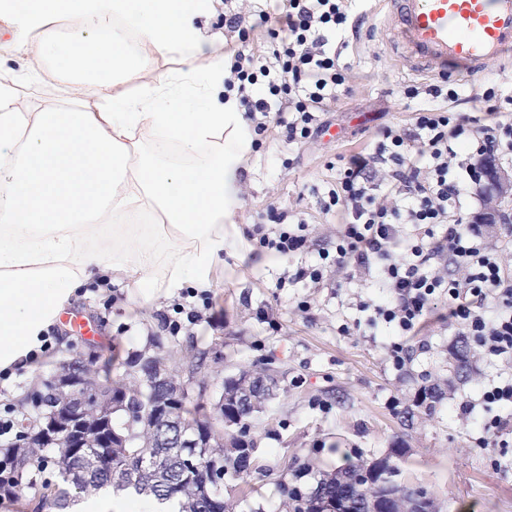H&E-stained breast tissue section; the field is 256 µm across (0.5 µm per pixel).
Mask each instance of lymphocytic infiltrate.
Listing matches in <instances>:
<instances>
[{
  "label": "lymphocytic infiltrate",
  "mask_w": 512,
  "mask_h": 512,
  "mask_svg": "<svg viewBox=\"0 0 512 512\" xmlns=\"http://www.w3.org/2000/svg\"><path fill=\"white\" fill-rule=\"evenodd\" d=\"M352 2L282 0L272 19L236 0L218 13V24L241 44L225 85L237 91L254 136L309 145L327 132L326 116L349 93L352 71L327 35L348 28ZM259 31L270 45L265 56L244 48ZM403 93L426 95L431 104L413 111L407 124L378 129L373 149L338 157L319 197L322 213L345 219L336 253L292 278L326 288L332 269H374L389 290L373 305L376 319L409 334L444 296L450 317L481 355H512V274L480 225L469 223L451 176L458 167L477 180L485 157L512 158V97L486 125L452 110L455 89L411 85ZM308 227L305 213L272 205L248 237L255 250L285 257L306 246Z\"/></svg>",
  "instance_id": "f902f5d3"
}]
</instances>
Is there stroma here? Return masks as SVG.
<instances>
[{
  "mask_svg": "<svg viewBox=\"0 0 512 512\" xmlns=\"http://www.w3.org/2000/svg\"><path fill=\"white\" fill-rule=\"evenodd\" d=\"M342 38L347 46L341 60L352 66L351 92L330 112L328 134L320 144L303 147L267 140L252 152L241 185V231L251 229L269 205L287 202L313 215L312 247L284 258L254 253L225 258L207 296L182 302L188 310L206 309L208 321L184 325L177 333L168 327L176 316L173 298L158 296L144 303L117 285L90 286L70 300L67 310L91 322L94 342L121 357L142 349L157 333L166 345L221 348L219 366L227 375L265 360L282 368L288 393L269 403L257 429V460L269 473L253 475L247 488L230 490L239 512L258 507L280 512L276 481L295 460L331 469L386 453L398 439L408 446L401 464L404 476L433 491L443 512L462 507L512 512V409L480 400L484 388L512 381V357H471L469 379L455 384L430 420L405 430L400 419L419 385L445 373L448 351L460 335L446 318L445 302H438L419 331L407 337L410 361L398 369L388 356L394 328L375 320L366 307L380 292L374 273L338 269L330 288L287 280L297 268L315 264L318 249L336 240L337 219L320 215L316 195L330 176L327 162L373 147L381 125L406 123L409 102L399 92L419 81L393 53L380 27L377 0H361L353 28ZM25 60L21 48H0V71L19 78L24 100L48 103L65 97V85L24 81ZM448 84L459 92L456 111L482 116L487 88L512 95V62L491 64L471 81L449 77ZM286 158L291 165L285 169L281 162ZM344 324L349 327L345 334L340 331ZM76 338L67 322L56 321L49 329L56 357L0 377V417L32 412L31 392L56 373L59 353ZM496 417L508 422L499 434L504 447H478L479 425Z\"/></svg>",
  "mask_w": 512,
  "mask_h": 512,
  "instance_id": "obj_1",
  "label": "stroma"
}]
</instances>
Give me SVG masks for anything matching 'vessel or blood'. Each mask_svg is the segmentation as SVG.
Listing matches in <instances>:
<instances>
[{
  "label": "vessel or blood",
  "mask_w": 512,
  "mask_h": 512,
  "mask_svg": "<svg viewBox=\"0 0 512 512\" xmlns=\"http://www.w3.org/2000/svg\"><path fill=\"white\" fill-rule=\"evenodd\" d=\"M381 25L415 74L472 79L512 56V0H382Z\"/></svg>",
  "instance_id": "b4317fda"
}]
</instances>
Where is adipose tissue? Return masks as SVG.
Here are the masks:
<instances>
[{"mask_svg":"<svg viewBox=\"0 0 512 512\" xmlns=\"http://www.w3.org/2000/svg\"><path fill=\"white\" fill-rule=\"evenodd\" d=\"M212 0H36L0 21L38 63L82 78L78 105L16 107L0 74V370L43 344L70 298L93 282L132 297L207 291L246 243L236 221L250 123L200 23ZM79 18L61 38L64 17ZM180 69L158 72L157 57ZM131 93H122V86ZM152 212L158 223H139ZM111 232L112 245L95 247Z\"/></svg>","mask_w":512,"mask_h":512,"instance_id":"obj_1","label":"adipose tissue"}]
</instances>
